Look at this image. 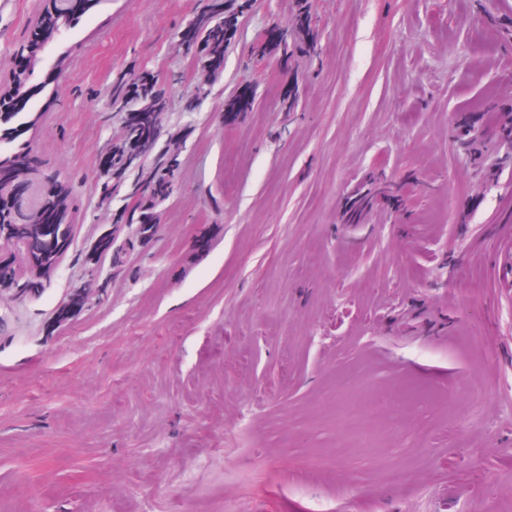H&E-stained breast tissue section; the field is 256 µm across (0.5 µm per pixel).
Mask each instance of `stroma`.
I'll return each mask as SVG.
<instances>
[{
  "label": "stroma",
  "mask_w": 512,
  "mask_h": 512,
  "mask_svg": "<svg viewBox=\"0 0 512 512\" xmlns=\"http://www.w3.org/2000/svg\"><path fill=\"white\" fill-rule=\"evenodd\" d=\"M302 3L317 53L252 57ZM197 7L102 0L36 67L29 148L78 228L44 288L0 293V512H512V0H254L185 112ZM43 8L0 0V84ZM139 68L190 135L154 238L98 283L112 77ZM375 170L393 199L343 223ZM405 387L444 398L365 433L364 398ZM479 135L475 133L472 125L463 127L457 134V142L463 149L464 153L474 162H479L482 157L481 142L478 140ZM47 184L54 189V192L45 198V204L48 208H56L62 205L64 207L66 217L71 221L73 219L75 209L70 187L66 183L54 179L47 182Z\"/></svg>",
  "instance_id": "stroma-1"
}]
</instances>
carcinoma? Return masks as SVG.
Listing matches in <instances>:
<instances>
[{
    "instance_id": "1",
    "label": "carcinoma",
    "mask_w": 512,
    "mask_h": 512,
    "mask_svg": "<svg viewBox=\"0 0 512 512\" xmlns=\"http://www.w3.org/2000/svg\"><path fill=\"white\" fill-rule=\"evenodd\" d=\"M99 3L100 0H70L58 19L49 21L21 48L33 57L34 63L42 62L48 46L57 41V32L70 30L84 16L93 12ZM250 6L251 0H240L239 9L226 10L224 0H201V7L189 21L193 34L179 46L185 56L201 65L206 76L219 73L224 49L235 36L239 16ZM309 27V14L300 13L280 26L275 38L258 42L253 47V53L264 57L293 47L314 54L317 51L314 38L297 40L300 31ZM209 87L207 80L198 83L194 91L183 99V111H195L197 99L208 94ZM0 91L10 96L4 111H0V173L7 175L16 171L18 176L26 178L30 175V167L24 165L28 160L29 146L19 138L33 124L27 106L41 88L29 79L18 77ZM166 104L165 78L160 74L125 71L117 73L112 80L110 106L124 116L125 133L120 142L107 147L112 157V173L100 176V200L103 205H111L116 186L135 200L132 207L122 206L112 212V223L115 224L112 234L118 244L109 251L114 271L125 269L127 250L134 247V242L146 241L155 235L156 210L174 189L175 172L179 165L178 144L185 139L187 132L173 131L167 135L166 141H161L159 116L165 111ZM457 142L471 160H481V142L473 126L463 127L457 134ZM48 185L54 192L45 198V204L50 208L63 206L66 217L73 219L74 203L70 187L54 179ZM373 206V198L355 195L346 211V223H363ZM127 224L137 225L136 234L122 238L119 231ZM26 287L28 284L25 281L15 277L11 265L0 260V288Z\"/></svg>"
}]
</instances>
